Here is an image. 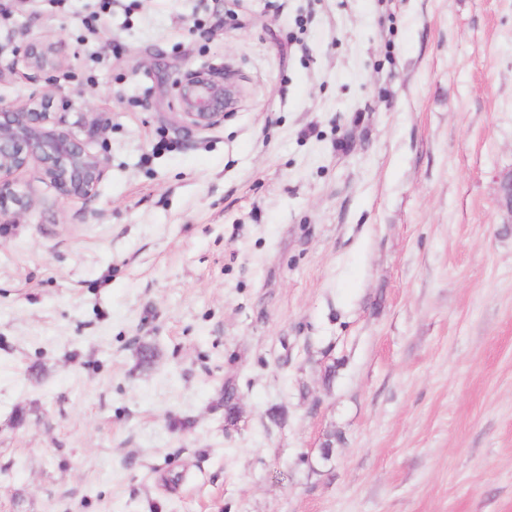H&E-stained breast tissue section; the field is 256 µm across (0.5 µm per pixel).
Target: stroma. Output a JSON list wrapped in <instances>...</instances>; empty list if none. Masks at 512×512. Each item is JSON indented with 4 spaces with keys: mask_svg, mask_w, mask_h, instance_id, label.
<instances>
[{
    "mask_svg": "<svg viewBox=\"0 0 512 512\" xmlns=\"http://www.w3.org/2000/svg\"><path fill=\"white\" fill-rule=\"evenodd\" d=\"M10 8L0 98L68 91L105 173L11 176L0 512H512V0ZM227 64L185 124L165 76ZM22 59L25 66L35 74H49L58 69L63 62L61 45L25 41ZM179 112L190 126L209 128L224 120V109H232L239 91L231 74L217 70H186L171 80Z\"/></svg>",
    "mask_w": 512,
    "mask_h": 512,
    "instance_id": "stroma-1",
    "label": "stroma"
}]
</instances>
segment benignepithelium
Returning a JSON list of instances; mask_svg holds the SVG:
<instances>
[{
  "label": "benign epithelium",
  "mask_w": 512,
  "mask_h": 512,
  "mask_svg": "<svg viewBox=\"0 0 512 512\" xmlns=\"http://www.w3.org/2000/svg\"><path fill=\"white\" fill-rule=\"evenodd\" d=\"M25 66L49 74L63 62L61 45L26 41ZM171 87L180 117L206 129L224 121L239 91L228 72L186 70L173 77ZM68 102L60 90L48 87L22 102L0 99V223L14 221L32 208L30 196L15 187L10 175L32 162L40 164L46 180L63 197L94 194L104 175L103 160L71 136L54 129V116ZM499 205L512 213V171L501 176Z\"/></svg>",
  "instance_id": "benign-epithelium-1"
}]
</instances>
